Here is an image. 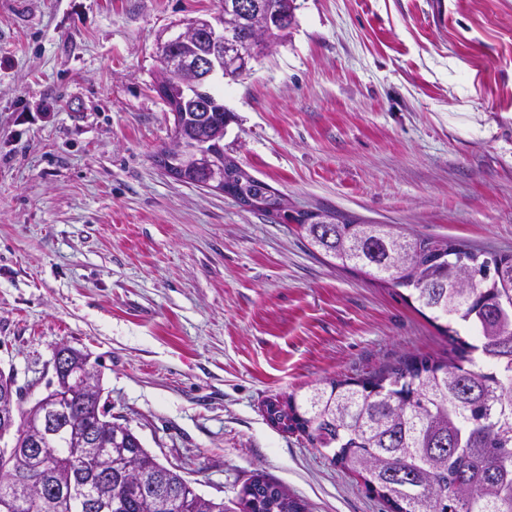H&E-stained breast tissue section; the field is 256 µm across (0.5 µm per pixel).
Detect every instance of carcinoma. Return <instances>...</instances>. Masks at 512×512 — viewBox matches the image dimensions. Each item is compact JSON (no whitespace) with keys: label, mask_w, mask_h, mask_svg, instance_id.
Masks as SVG:
<instances>
[{"label":"carcinoma","mask_w":512,"mask_h":512,"mask_svg":"<svg viewBox=\"0 0 512 512\" xmlns=\"http://www.w3.org/2000/svg\"><path fill=\"white\" fill-rule=\"evenodd\" d=\"M294 0H268L280 17L271 37L285 40ZM231 119L206 82L177 106L173 134L192 144L212 141L233 197L298 226L327 257L377 280L411 290L419 307L450 317L475 337L446 326L445 359L407 355L360 380H333L296 402L269 399L271 422L286 421L331 461L360 474L390 512H512V253L477 251L443 238L365 224L330 212L290 215L267 183L224 155ZM156 161L202 186L206 166L192 168L163 148ZM67 427L39 458L0 447V512H227L146 450L128 427L116 430L105 405L80 390L62 399ZM14 442L28 435L18 405ZM240 512H305L283 486L267 498L243 487Z\"/></svg>","instance_id":"carcinoma-1"}]
</instances>
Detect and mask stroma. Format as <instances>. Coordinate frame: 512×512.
I'll use <instances>...</instances> for the list:
<instances>
[{
	"instance_id": "35a3bbf8",
	"label": "stroma",
	"mask_w": 512,
	"mask_h": 512,
	"mask_svg": "<svg viewBox=\"0 0 512 512\" xmlns=\"http://www.w3.org/2000/svg\"><path fill=\"white\" fill-rule=\"evenodd\" d=\"M236 82L224 153L285 199L512 253V0H296ZM221 0H0V371L25 405L60 347L166 467L235 508L262 475L308 512H385L265 400L448 339L408 292L295 225L174 180L155 40ZM294 0H268L269 8L274 15L280 17V25L273 28L270 36L274 41L282 42L288 36V29L292 27L295 22V7L292 6Z\"/></svg>"
}]
</instances>
